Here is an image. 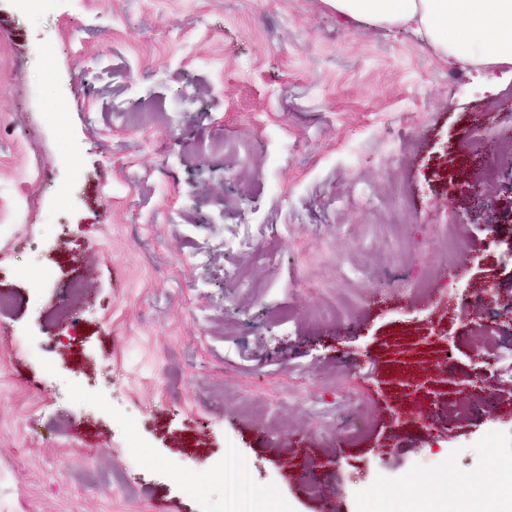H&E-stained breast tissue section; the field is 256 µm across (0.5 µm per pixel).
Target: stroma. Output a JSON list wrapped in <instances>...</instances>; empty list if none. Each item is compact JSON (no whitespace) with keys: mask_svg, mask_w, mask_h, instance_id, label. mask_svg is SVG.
<instances>
[{"mask_svg":"<svg viewBox=\"0 0 512 512\" xmlns=\"http://www.w3.org/2000/svg\"><path fill=\"white\" fill-rule=\"evenodd\" d=\"M488 136L511 80L323 0H0V512H218L228 448L267 512L495 484L512 369L471 383L470 321L512 344V155L483 206L448 182Z\"/></svg>","mask_w":512,"mask_h":512,"instance_id":"obj_1","label":"stroma"}]
</instances>
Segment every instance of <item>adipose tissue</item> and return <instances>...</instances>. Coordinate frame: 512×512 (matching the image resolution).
<instances>
[{
    "mask_svg": "<svg viewBox=\"0 0 512 512\" xmlns=\"http://www.w3.org/2000/svg\"><path fill=\"white\" fill-rule=\"evenodd\" d=\"M346 26L422 36L463 68L512 67V0H324Z\"/></svg>",
    "mask_w": 512,
    "mask_h": 512,
    "instance_id": "ef3b65f1",
    "label": "adipose tissue"
}]
</instances>
